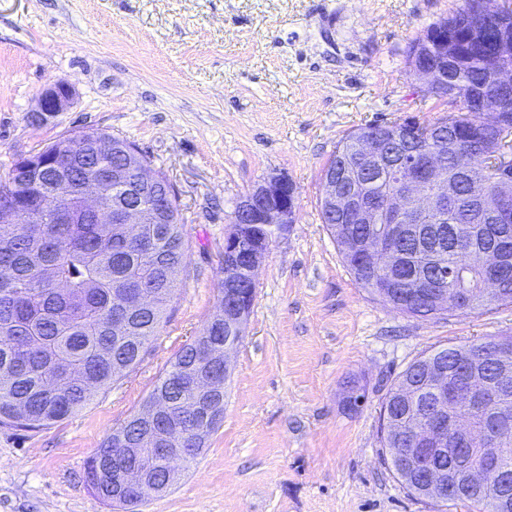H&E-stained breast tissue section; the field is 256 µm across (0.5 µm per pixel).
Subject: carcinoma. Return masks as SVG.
Returning a JSON list of instances; mask_svg holds the SVG:
<instances>
[{
  "mask_svg": "<svg viewBox=\"0 0 512 512\" xmlns=\"http://www.w3.org/2000/svg\"><path fill=\"white\" fill-rule=\"evenodd\" d=\"M471 40L462 38L460 52L454 56L452 85L457 93L477 96L484 107L496 110L503 93L497 72L512 68V56L504 62L483 59L478 50L469 47ZM445 125L451 156V176L461 181V193L474 191L484 174L486 159L480 155L478 120L473 112L458 108L438 120ZM74 171L70 179L73 198L52 204L45 202L40 186L55 183L53 164L48 162L32 178L24 180L8 171L0 176V188L11 183L14 194L0 197V270H9L8 280L0 281V427L37 431L61 421L86 407L96 392L119 379L117 367L133 369L141 361L149 343L157 335L169 303L179 288V276L186 265L187 247L183 237L179 204L173 203L171 221L147 224L141 237L126 239L124 225L90 216L84 224L67 223V212L77 206L74 198L93 185L99 173L112 167L116 158L112 150L99 153L89 146L80 147L73 155ZM360 178L367 195L381 208L389 201L396 184L376 173H363ZM24 204L34 224H13L17 205ZM428 225H444L447 237L433 253L415 249L409 239L400 244V266L390 272L357 268V245L369 237L377 245L384 244L379 224H350L353 244L350 248L337 243L343 260L362 288L375 294V283L386 281L394 288H404L409 279L428 274L438 278L463 272L470 288H481V273L470 264L466 244L494 246L512 265V223L489 224L471 222L465 214L456 220L434 215ZM126 288H141L154 295V308L135 313L130 330L112 333V310ZM468 353L467 346H454L432 351L411 363L391 386L385 404L419 376L416 368L441 357L450 373ZM503 357L494 338L485 348L486 378L500 375ZM192 363L189 346H184L161 375L155 391L168 396L169 411L164 421L147 430L131 428L129 438L141 449L139 463L152 470H163L167 461L155 453L160 442L173 443L185 449V461L196 459L195 430L201 421L185 414V407L195 404V390L175 385L174 377L182 367ZM496 416L512 423V389L488 391L486 414L471 415L472 427L487 440L497 438L499 427L488 419ZM424 416L415 407L396 421L398 434L411 436L423 424ZM112 437L86 461V470L95 474L99 497L110 503L134 507L152 498L150 492L127 497L112 488ZM445 479L453 486L451 500L437 499L440 507L463 503L470 512H512V496L503 498L494 486L476 489L461 476L450 474Z\"/></svg>",
  "mask_w": 512,
  "mask_h": 512,
  "instance_id": "cac0c4a2",
  "label": "carcinoma"
}]
</instances>
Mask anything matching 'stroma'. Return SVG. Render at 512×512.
Listing matches in <instances>:
<instances>
[{"label":"stroma","mask_w":512,"mask_h":512,"mask_svg":"<svg viewBox=\"0 0 512 512\" xmlns=\"http://www.w3.org/2000/svg\"><path fill=\"white\" fill-rule=\"evenodd\" d=\"M460 4L0 0V174L81 130L112 134L173 183L188 244L180 287L134 370L48 428H0V512H125L91 492L86 461L216 312L235 205L276 175L296 186L297 221L258 271L224 421L136 512H439L390 469L382 405L431 350L512 336V304L435 318L394 309L350 274L320 200L322 170L348 133L453 111L426 93L407 49ZM56 81L74 87L73 108L29 124Z\"/></svg>","instance_id":"1"}]
</instances>
